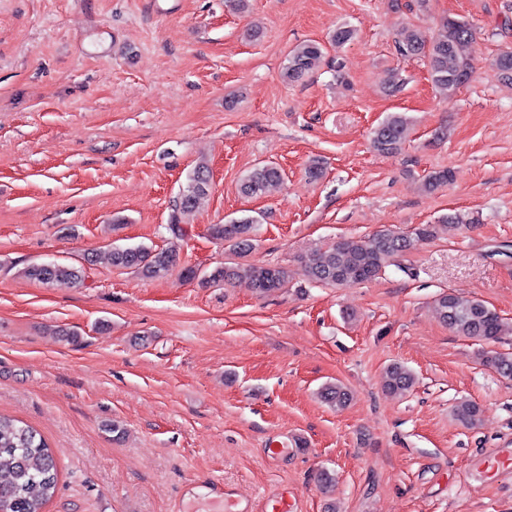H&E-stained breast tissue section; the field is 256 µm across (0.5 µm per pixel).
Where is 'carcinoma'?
Returning <instances> with one entry per match:
<instances>
[{
  "mask_svg": "<svg viewBox=\"0 0 512 512\" xmlns=\"http://www.w3.org/2000/svg\"><path fill=\"white\" fill-rule=\"evenodd\" d=\"M354 37L352 27L339 25L332 31L330 43L340 47ZM473 37L469 22L450 17L443 23V32L432 39L419 27L403 29L396 47L403 57L426 56L433 87L450 96L459 88L457 77L473 74L471 59L464 51ZM325 54L326 48L315 40L295 46L288 52L284 77L290 81L302 78L320 63ZM494 65L502 79L512 83V48L501 51L494 59ZM407 134L406 116L390 113L374 128L372 146L382 155L396 154L402 149ZM452 180L451 170L439 169L424 177L423 187L427 192H434ZM282 182L281 169L271 164L258 165L241 178L240 192L246 197H256ZM209 190V168L200 162L182 187L181 203L172 209L169 226L174 235H180L184 218L193 214ZM257 223V218L245 216L231 220L227 226L213 224L210 235L242 256L252 248V234ZM436 233L435 224H420L410 236L390 229L380 230L359 240L342 239L328 250L303 258V263L308 279L315 284L342 286L362 282L366 278L373 280L409 249L412 239L428 240ZM109 263L144 279H160L178 266L179 251L173 246L158 249L142 244L113 247L109 252ZM20 273L46 285L66 282L78 287L85 280L83 269L56 262L29 265ZM182 274L187 280L197 279L206 285L245 279L259 295L270 293L272 288H282L288 280L287 269L278 265H217L203 274L193 267H184ZM435 304L440 320L457 336L489 345L512 333V325L479 299L448 292L441 294ZM479 360L499 375L512 377V354L483 349L479 352ZM415 384L413 372L399 361L390 363L382 374V387L390 394H405ZM319 397L336 409L346 407L351 399L348 390L339 383L323 386ZM453 415L464 425L473 427L480 420L481 409L477 403L465 399L455 405ZM57 483V464L46 440L33 428L0 415V512H43L44 505L56 491Z\"/></svg>",
  "mask_w": 512,
  "mask_h": 512,
  "instance_id": "carcinoma-1",
  "label": "carcinoma"
}]
</instances>
